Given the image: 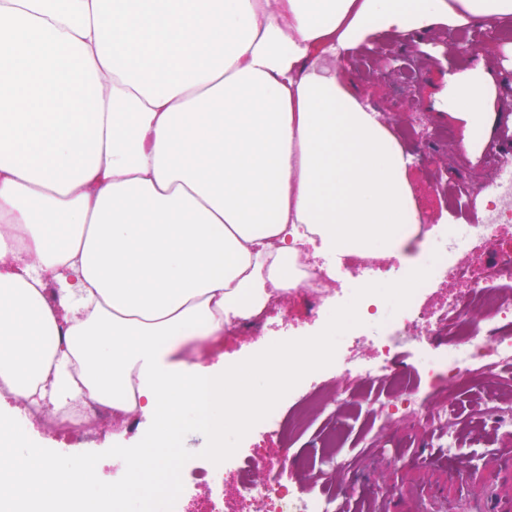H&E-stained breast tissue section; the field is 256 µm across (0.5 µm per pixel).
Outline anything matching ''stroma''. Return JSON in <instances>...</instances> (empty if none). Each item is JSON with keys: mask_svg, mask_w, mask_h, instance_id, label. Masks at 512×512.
<instances>
[{"mask_svg": "<svg viewBox=\"0 0 512 512\" xmlns=\"http://www.w3.org/2000/svg\"><path fill=\"white\" fill-rule=\"evenodd\" d=\"M455 36V29L448 27L400 39L379 34L358 52L339 55L336 60L337 68L352 75L362 101L395 127L412 156L411 184L425 224H441L451 230L465 223L467 217L449 210L443 194L445 185L477 188L491 181L495 166L490 148L498 134L512 133V91L504 88L505 76L512 75V42L497 40L488 50L465 54L453 51ZM480 64L490 74L484 102L487 128L473 137L467 121L449 108L447 76L466 73ZM412 79L418 82V102L414 105L406 94V85ZM285 305L291 324L276 319L261 333L225 339V366H233L273 342L314 335L327 323L323 315L305 318L300 298L287 296ZM493 395L512 400V380L502 379L491 390L479 386L457 390L454 404L448 407V427L457 433L462 455L493 460L491 471L476 470L472 480L496 485L502 496L511 500L512 462H504L499 451L512 448V427L495 429L490 437L463 430L464 423L477 418L481 405ZM336 427L344 433L337 451L352 463L347 474L326 471L321 464L323 439ZM27 428L41 446L52 450L67 455L102 453L96 472L103 481H117L125 472L121 459L106 454L114 444L112 423L103 424L89 439L55 435L35 422L28 423ZM426 429L425 422L407 417L374 427L366 411L351 409L336 414L327 410L282 440L270 435L261 422L243 438L235 458L225 460L224 490L230 494L235 489L236 457L284 455L298 463L291 482L295 492L343 494L355 500L368 496L375 501V512H395L396 504L410 499L466 498L454 459L443 449L427 446ZM384 445L390 447L392 461H381L380 448Z\"/></svg>", "mask_w": 512, "mask_h": 512, "instance_id": "obj_1", "label": "stroma"}]
</instances>
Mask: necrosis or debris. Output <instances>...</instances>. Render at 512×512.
<instances>
[{
  "mask_svg": "<svg viewBox=\"0 0 512 512\" xmlns=\"http://www.w3.org/2000/svg\"><path fill=\"white\" fill-rule=\"evenodd\" d=\"M495 167V179L483 188L461 186L448 196V204L455 210L480 211V221L462 225L460 238L436 243L424 259L431 268V279L451 274L464 281V288L438 304L412 296L407 307L395 313L388 304H381L358 337L339 342L335 354L336 365L344 374L368 384H390L388 398H376L370 404L376 419L387 421L399 414L423 419L429 426L430 446L447 449L452 456L457 448L448 430V403L443 393L455 384L479 382L480 372L494 374L512 367V252H498L489 262L460 251L463 240H492L504 225L512 223V160L497 159ZM297 268L302 277L296 289L309 314L331 308L333 291L320 266L303 254ZM443 330L448 333L447 351L439 357L432 351L433 338ZM411 336L418 340L416 359L428 377L427 388L440 396L429 405L422 403L417 387L395 376L397 349ZM348 400L342 389L328 404L311 395L300 401L287 420L273 413L266 423L271 433L279 435L285 426H298L327 407L346 408ZM290 469L284 457L273 462L255 457L240 459L236 495L241 512H337L339 505L333 497L278 493L277 486ZM260 470L272 471V478L256 481L254 474Z\"/></svg>",
  "mask_w": 512,
  "mask_h": 512,
  "instance_id": "4bbe7bcc",
  "label": "necrosis or debris"
}]
</instances>
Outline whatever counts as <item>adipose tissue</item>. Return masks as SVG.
<instances>
[{"label":"adipose tissue","mask_w":512,"mask_h":512,"mask_svg":"<svg viewBox=\"0 0 512 512\" xmlns=\"http://www.w3.org/2000/svg\"><path fill=\"white\" fill-rule=\"evenodd\" d=\"M512 25V0H0V401L154 419L145 478L191 424L259 415L315 346L204 366L293 286L303 247L404 259L411 159L325 57L382 32ZM488 76L449 102L483 130ZM0 414V512H58L95 474L25 453Z\"/></svg>","instance_id":"1"}]
</instances>
